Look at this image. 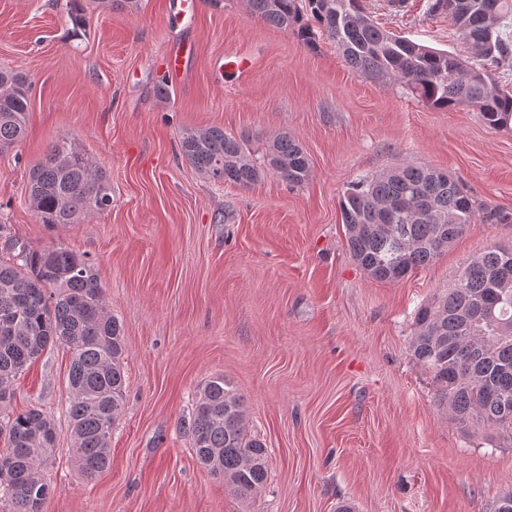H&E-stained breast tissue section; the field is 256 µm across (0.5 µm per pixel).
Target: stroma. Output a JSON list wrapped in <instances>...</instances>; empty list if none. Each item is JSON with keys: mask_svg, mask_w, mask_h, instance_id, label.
I'll list each match as a JSON object with an SVG mask.
<instances>
[{"mask_svg": "<svg viewBox=\"0 0 512 512\" xmlns=\"http://www.w3.org/2000/svg\"><path fill=\"white\" fill-rule=\"evenodd\" d=\"M65 3L0 0V67L32 83L27 135L0 154V260H12L13 239L94 264L123 327L125 405L110 463L89 481L65 418L70 351L54 346L16 378L9 411L36 408L56 423L46 512H496L512 496V446L459 429L408 346L417 309L472 256L512 241V218L475 221L432 265L383 283L353 261L340 202L360 178L428 165L512 215V130L357 74L325 35L307 47L247 0H197L187 24L168 23L172 0L112 11L85 0L78 35ZM362 5L396 35L471 57L427 0ZM178 45L190 53L187 74L163 98L156 86ZM228 56L248 70L225 75ZM212 126L258 156L290 135L308 155V180L208 179L179 137ZM61 138L107 175L112 205L52 228L27 190ZM219 373L269 451L268 480L251 499L198 462L184 429L199 386Z\"/></svg>", "mask_w": 512, "mask_h": 512, "instance_id": "stroma-1", "label": "stroma"}]
</instances>
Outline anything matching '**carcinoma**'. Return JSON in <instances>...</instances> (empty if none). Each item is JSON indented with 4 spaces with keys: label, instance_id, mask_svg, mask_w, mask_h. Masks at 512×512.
I'll return each instance as SVG.
<instances>
[{
    "label": "carcinoma",
    "instance_id": "1",
    "mask_svg": "<svg viewBox=\"0 0 512 512\" xmlns=\"http://www.w3.org/2000/svg\"><path fill=\"white\" fill-rule=\"evenodd\" d=\"M73 30L85 25L81 0H68ZM263 22L313 44L316 24L356 73L395 81L426 106L468 107L495 130L512 129V90L497 86V70L512 60V0H429L471 50L476 64L397 36L377 26L362 0H247ZM30 83L0 69V150L25 136ZM182 155L200 174L249 187L273 173L290 187L303 184L309 159L287 135L263 162L243 139L220 127L187 130ZM27 200L42 224H77L112 204L104 172L65 139L33 169ZM349 252L374 280L395 283L432 264L474 223L478 204L443 170L405 165L353 183L340 203ZM18 249L0 261V404L13 398L12 381L49 347L72 353L66 419L82 475L92 480L109 464L112 428L125 403V342L106 308L88 258L62 247ZM512 246L497 244L473 257L453 284L415 316L410 357L432 375L439 405L463 430L481 427L512 443ZM185 428L197 460L224 476L238 498L268 477L269 452L244 419L243 398L222 375L199 389ZM57 430L40 410L0 421V504L3 512H45L49 485L41 471L52 457Z\"/></svg>",
    "mask_w": 512,
    "mask_h": 512
}]
</instances>
